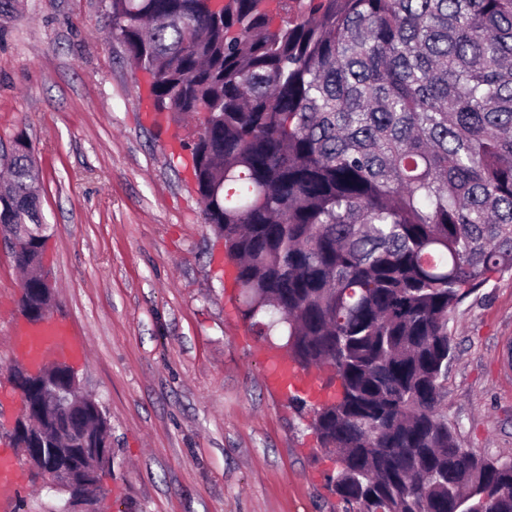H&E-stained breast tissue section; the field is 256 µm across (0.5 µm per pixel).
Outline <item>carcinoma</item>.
Listing matches in <instances>:
<instances>
[{"label": "carcinoma", "mask_w": 512, "mask_h": 512, "mask_svg": "<svg viewBox=\"0 0 512 512\" xmlns=\"http://www.w3.org/2000/svg\"><path fill=\"white\" fill-rule=\"evenodd\" d=\"M107 0L159 71V112H216L185 144L204 223L238 260L242 314L336 397L292 398L343 512H512V460L442 412L465 291L512 271V0ZM18 136L0 230L47 240ZM42 282L25 283L40 315Z\"/></svg>", "instance_id": "carcinoma-1"}]
</instances>
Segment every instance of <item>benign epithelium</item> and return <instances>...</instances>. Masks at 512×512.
<instances>
[{
  "mask_svg": "<svg viewBox=\"0 0 512 512\" xmlns=\"http://www.w3.org/2000/svg\"><path fill=\"white\" fill-rule=\"evenodd\" d=\"M0 246L18 263L26 248L24 234L0 237ZM68 368L70 365L64 362L34 363L25 355L13 366V386L17 387L21 407L10 438L19 449L18 459L40 476L47 488L67 495V512H95L93 505L101 492L100 474L112 470V439L88 422L85 385L76 370L71 369L68 391L57 390L56 373ZM23 380L40 383L36 402L60 404L50 416L53 431L31 420V400L18 388ZM33 437L41 441L42 447H31Z\"/></svg>",
  "mask_w": 512,
  "mask_h": 512,
  "instance_id": "7a95c632",
  "label": "benign epithelium"
}]
</instances>
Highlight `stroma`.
Listing matches in <instances>:
<instances>
[{"label": "stroma", "mask_w": 512, "mask_h": 512, "mask_svg": "<svg viewBox=\"0 0 512 512\" xmlns=\"http://www.w3.org/2000/svg\"><path fill=\"white\" fill-rule=\"evenodd\" d=\"M148 76L110 36L100 0H12L0 10V155L27 137L43 168L44 266L52 316L83 336L73 366L112 424L99 512H341L336 467L286 398L266 384L263 340L242 318L224 241L208 224L183 144L201 114L160 124ZM22 272L0 251V450L19 400L9 325L23 322ZM455 346L443 409L462 447L512 458V378L497 347L512 336V272L450 314ZM29 491L15 512H64Z\"/></svg>", "instance_id": "1"}]
</instances>
